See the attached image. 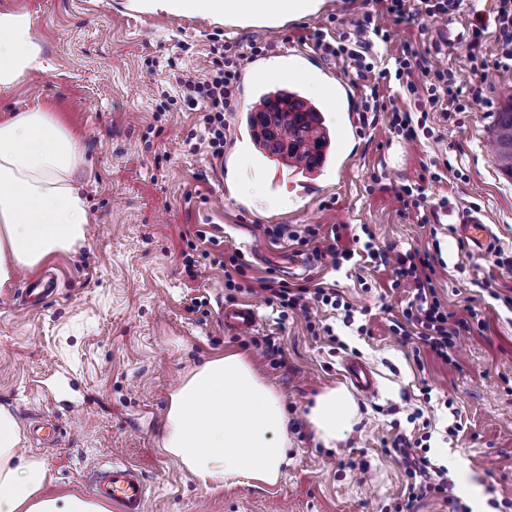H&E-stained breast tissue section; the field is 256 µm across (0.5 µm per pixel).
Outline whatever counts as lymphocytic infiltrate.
<instances>
[{
	"label": "lymphocytic infiltrate",
	"instance_id": "lymphocytic-infiltrate-1",
	"mask_svg": "<svg viewBox=\"0 0 512 512\" xmlns=\"http://www.w3.org/2000/svg\"><path fill=\"white\" fill-rule=\"evenodd\" d=\"M462 0H373L371 11L365 12L358 24V38H351L344 31L327 36L323 28H313L306 35L315 50L324 57L350 60L355 75L365 88L361 98V112L389 110V124L396 136L411 140L419 128L425 127L427 116L432 112H466L478 91L461 86L450 68L434 67L429 49L420 44L407 42L394 58L392 66H378L375 44L387 41L388 33L380 26L383 18L397 23L411 24L424 18H444L458 11ZM494 40L493 52H486L487 40ZM467 59L473 70L512 68V0H497L492 19L476 15L471 24V36L467 44ZM214 56L211 67L200 75L179 78L181 96L187 105L199 108L202 130H190L183 141L186 151L196 152L199 141H206L213 158L224 154V115L235 111L239 80V54L228 46L212 47ZM421 74V83L411 82L412 74ZM405 93L406 108L387 107L386 100L392 90ZM270 239L289 237L300 245L313 246L317 256L331 260L333 268L351 260L355 253L367 258H379L383 265L393 268L396 281H406L414 286V294L394 320L391 329L403 338H416L427 351L445 363L455 364L452 354L460 338L472 333L476 313L460 317L449 312L436 296L433 278L436 274L435 258L417 250L396 255L377 254L372 241L353 236V245L339 247L337 233H321L319 227H306L303 232H288L276 225L267 229ZM258 285L267 294L269 302L282 310L297 311L308 316L315 308L329 307L343 311L345 319H352V308L331 285L316 283L313 286L289 287L287 282L274 276H266ZM308 328L317 327L315 321ZM399 457L408 479L407 498L396 504L395 512H412L415 502L432 496L447 495L448 479L444 468L435 467L429 457L430 448L421 439H409L399 435L391 443Z\"/></svg>",
	"mask_w": 512,
	"mask_h": 512
}]
</instances>
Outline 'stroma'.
I'll use <instances>...</instances> for the list:
<instances>
[{
	"mask_svg": "<svg viewBox=\"0 0 512 512\" xmlns=\"http://www.w3.org/2000/svg\"><path fill=\"white\" fill-rule=\"evenodd\" d=\"M126 0H0L28 13L49 68L0 92V118L42 104L77 134L91 163L81 177L90 207L86 238L75 251L58 253L37 267L55 271L60 288L32 310L18 308L22 284L14 277L0 289V406L19 426L41 415L58 417V445L42 448L23 437L25 455L41 458L47 492L88 495L99 467L121 462L139 469L151 488L148 512H394L406 486L405 471L385 449L396 434H431L429 455L448 470V493L470 512H498L512 501V311L481 299L482 288L512 296V178L495 164L493 127L512 102V69H470L466 45L473 12L492 16L496 0H464L445 20L411 26L382 19L390 36L377 43L380 60L407 41L429 47L438 67L453 68L460 83L481 88L470 111L433 112L432 137L406 141L391 134L386 115L360 134L347 112H332L327 125L352 151L350 166L334 176L271 162L249 171L246 115L253 99L240 88L236 111L226 113L224 156L190 154L182 142L197 118L187 109L167 111L177 79L210 67L212 45L249 54L250 43H267L266 59L302 42L308 27L331 19L351 26L371 10L370 0H340L331 14L305 17L275 33H252L209 20L127 10ZM457 52L447 55V43ZM449 160L433 193L448 204L437 222L423 223L396 198L400 185L417 180L430 159ZM382 175L383 185L372 182ZM485 215L495 253L472 250L458 233L463 212ZM320 225L338 228L339 244L369 230L380 249L395 254L419 248L436 258L434 285L449 311L465 316L475 306L482 329L462 337L459 367L420 351L418 339L402 341L392 319L413 294L409 283L393 286L391 267L312 261L307 281L336 283L353 307L315 312L333 337L315 336L303 315L281 317L263 291L230 295L215 259L241 249L250 277L275 270L287 278L290 255L311 254L289 240L271 242L265 230ZM205 239H198L197 231ZM218 246H210L209 237ZM210 250L204 275L191 279L183 253L189 244ZM203 299L188 312L191 298ZM255 304L260 322L232 332L216 322L220 308ZM368 334H358V325ZM284 350V366L263 355L264 337ZM243 353L282 397L288 411V465L273 485L249 481L213 490L199 488L160 442L170 395L205 358ZM366 362L379 381L377 397L358 398L360 415L345 441L327 448L305 420L313 396L344 386L346 358ZM432 389L421 394L422 385Z\"/></svg>",
	"mask_w": 512,
	"mask_h": 512,
	"instance_id": "1",
	"label": "stroma"
}]
</instances>
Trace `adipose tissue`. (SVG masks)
I'll return each instance as SVG.
<instances>
[{
  "label": "adipose tissue",
  "instance_id": "ef3b65f1",
  "mask_svg": "<svg viewBox=\"0 0 512 512\" xmlns=\"http://www.w3.org/2000/svg\"><path fill=\"white\" fill-rule=\"evenodd\" d=\"M266 0H130L147 12L223 22L230 8ZM43 46L28 14L0 9V90L44 71ZM91 162L75 134L47 107L0 119V288L23 268L73 250L91 215L78 175ZM358 414L341 387L316 396L307 416L324 444L343 441ZM288 413L281 395L238 353L216 355L173 390L161 447L196 484L210 489L238 478L277 483L288 462ZM20 428L0 408V512H112L108 502L46 493L42 461L20 452Z\"/></svg>",
  "mask_w": 512,
  "mask_h": 512
}]
</instances>
